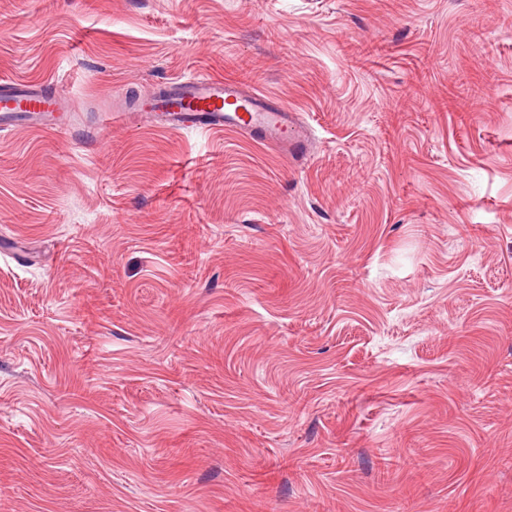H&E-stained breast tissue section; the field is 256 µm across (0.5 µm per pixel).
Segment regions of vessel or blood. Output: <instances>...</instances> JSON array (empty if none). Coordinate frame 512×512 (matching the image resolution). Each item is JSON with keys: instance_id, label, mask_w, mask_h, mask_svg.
<instances>
[{"instance_id": "vessel-or-blood-1", "label": "vessel or blood", "mask_w": 512, "mask_h": 512, "mask_svg": "<svg viewBox=\"0 0 512 512\" xmlns=\"http://www.w3.org/2000/svg\"><path fill=\"white\" fill-rule=\"evenodd\" d=\"M53 97L34 83L20 79L0 88V127L32 124L35 116L52 111ZM149 119L161 128H195L199 131L243 130L261 141L294 155L307 153L305 128L286 108L274 107L258 91H246L235 79L184 75L171 81L163 95L154 98Z\"/></svg>"}]
</instances>
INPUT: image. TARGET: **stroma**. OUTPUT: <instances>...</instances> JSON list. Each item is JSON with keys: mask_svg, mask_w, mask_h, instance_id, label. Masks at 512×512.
<instances>
[{"mask_svg": "<svg viewBox=\"0 0 512 512\" xmlns=\"http://www.w3.org/2000/svg\"><path fill=\"white\" fill-rule=\"evenodd\" d=\"M2 79L0 512H512V0H0ZM151 102L150 123L159 128L199 131L243 130L293 155L305 154L309 139L292 112L273 107L258 91L246 92L235 79L184 75L171 81ZM161 117L160 124L156 117ZM33 82L20 79L0 87V127L32 125L34 116L52 112L57 99L38 90Z\"/></svg>", "mask_w": 512, "mask_h": 512, "instance_id": "stroma-1", "label": "stroma"}]
</instances>
